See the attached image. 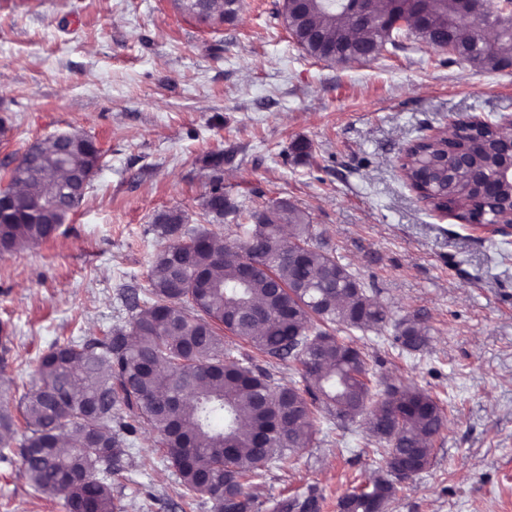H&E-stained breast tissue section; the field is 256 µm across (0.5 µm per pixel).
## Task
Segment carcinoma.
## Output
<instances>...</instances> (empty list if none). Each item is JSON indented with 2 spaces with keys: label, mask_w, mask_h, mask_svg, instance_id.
<instances>
[{
  "label": "carcinoma",
  "mask_w": 512,
  "mask_h": 512,
  "mask_svg": "<svg viewBox=\"0 0 512 512\" xmlns=\"http://www.w3.org/2000/svg\"><path fill=\"white\" fill-rule=\"evenodd\" d=\"M180 11L210 24L234 20L239 0H173ZM409 0H379L376 22L360 25L328 0H283L282 15L294 43L310 58L329 64L357 60L369 45L381 55L414 38L427 43L453 33L463 49L458 60L477 70H501L512 59V30L493 41L485 37L490 15L463 13L460 0H420L429 17L426 33L393 26ZM496 126L455 121L407 148L400 169L408 185L431 209L458 213L479 224L512 220L491 198L464 195L448 182V166L460 151L488 158ZM75 148L64 163L89 174L96 162L92 139L74 133ZM29 151L35 166L53 170L59 161L47 138ZM212 170L204 210L215 219L235 209L219 203L224 154L211 153ZM21 184L25 195L52 190L76 209L82 198L67 199V183L10 170L8 194ZM259 224L238 225V238L222 243L208 230H194L153 259L148 296H124L129 328L100 338L57 345L37 362L34 385L9 407L0 391V461L20 457L31 485L61 495L69 512H117L112 477L125 470L124 435L144 423L156 433L165 460L177 473L184 495L203 494L210 481L223 488L213 512H251L247 489L265 465L307 447L317 433L313 403L342 423L366 413L364 424L376 438H387L386 470L372 480L375 496L353 491L338 500L339 512H377L395 497L396 455L429 463L434 437L445 424L442 408L427 392L388 384L373 399L371 379L360 350L338 339L335 327L364 330L386 322L387 312L324 247L309 244L305 215L291 206L254 213ZM185 223L180 212L155 219L159 235ZM53 228L43 216L20 209L3 213L0 253L17 252L45 241ZM257 258L248 278L224 260V251ZM251 345L268 359L291 358L304 388L274 386L261 368L245 364L227 345L224 333ZM397 340L409 351L428 343L416 320L399 326Z\"/></svg>",
  "instance_id": "cac0c4a2"
}]
</instances>
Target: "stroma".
Instances as JSON below:
<instances>
[{
  "label": "stroma",
  "mask_w": 512,
  "mask_h": 512,
  "mask_svg": "<svg viewBox=\"0 0 512 512\" xmlns=\"http://www.w3.org/2000/svg\"><path fill=\"white\" fill-rule=\"evenodd\" d=\"M282 0H240L209 26L172 0H0V188L34 143L79 130L101 150L80 206L50 240L0 254V382L11 403L34 361L57 343L127 324L121 289L149 286L166 244L159 213L234 238L252 212L285 201L387 308L385 324L339 332L371 373L424 390L444 409L428 465L385 512H512V235L431 210L399 158L449 123L512 122V68L479 71L424 42L378 59L330 65L303 54ZM304 141L308 153L291 146ZM223 152L235 212L202 203ZM418 318L423 351L396 325ZM313 442L265 468L253 512L317 494L320 512L385 468L386 441L362 419L319 417ZM130 466L112 478L122 512H213L184 497L155 437L138 426ZM0 512H67L37 492L20 458L0 462Z\"/></svg>",
  "instance_id": "obj_1"
}]
</instances>
